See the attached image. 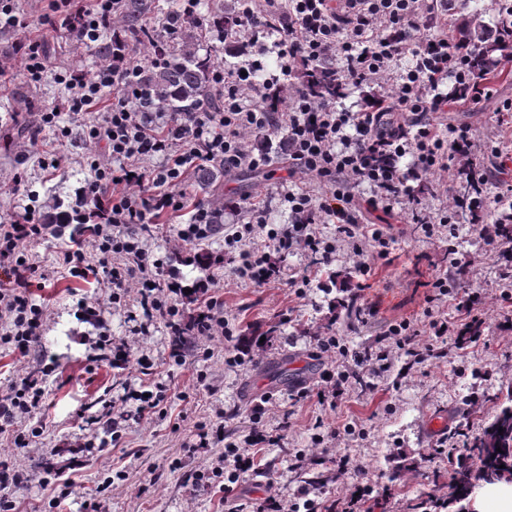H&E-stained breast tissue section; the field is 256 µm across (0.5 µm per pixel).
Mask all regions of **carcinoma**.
<instances>
[{
  "instance_id": "obj_1",
  "label": "carcinoma",
  "mask_w": 512,
  "mask_h": 512,
  "mask_svg": "<svg viewBox=\"0 0 512 512\" xmlns=\"http://www.w3.org/2000/svg\"><path fill=\"white\" fill-rule=\"evenodd\" d=\"M156 0H117L114 4L116 17L121 21L124 36L108 34L101 37L91 48L92 55L102 63L119 57L126 59L141 53L150 42L158 38L157 27L167 22L166 15L159 14ZM471 21L463 34L469 46L470 70L475 80H483L498 60L512 56V22L493 31L482 20V13L470 10ZM238 17L218 14L211 28H206L198 18H181L175 24V32L168 35L166 50L168 62L155 67L144 60V75L157 92L156 103L163 112H192L207 100L212 108L220 107L210 84L211 57L197 54L199 41L210 38V29L222 28L233 32ZM308 94L319 101H334L345 94V89L330 75L329 67L312 72L304 83ZM224 179V169L217 165L204 166L195 175V183L201 192L210 195L217 191ZM45 224H82V212L61 210V202L53 200L44 214ZM472 465L460 468L453 477L451 488L455 493H468L477 481L495 482L512 480V405H504L493 419L476 434L466 446Z\"/></svg>"
}]
</instances>
